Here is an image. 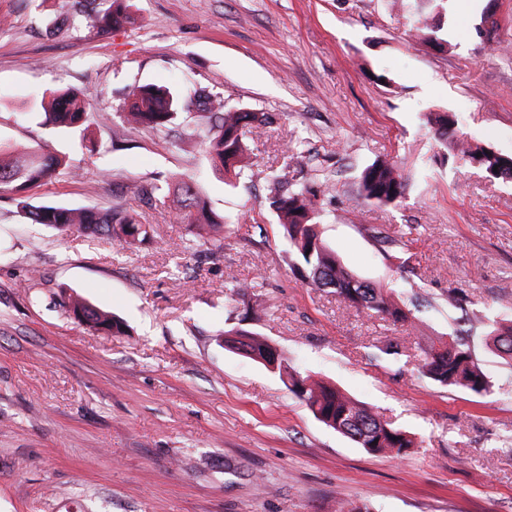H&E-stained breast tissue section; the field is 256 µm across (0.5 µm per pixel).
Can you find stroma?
Returning a JSON list of instances; mask_svg holds the SVG:
<instances>
[{
    "instance_id": "stroma-1",
    "label": "stroma",
    "mask_w": 512,
    "mask_h": 512,
    "mask_svg": "<svg viewBox=\"0 0 512 512\" xmlns=\"http://www.w3.org/2000/svg\"><path fill=\"white\" fill-rule=\"evenodd\" d=\"M110 0H0V142L68 163L34 203L108 210L150 225L122 246L29 223L0 192V512H512V365L475 338L490 384L474 394L420 375L455 316L512 318V182L448 158L424 113L512 156V0H448V45L415 37V0H132L131 23L88 27ZM75 25L60 30L61 13ZM497 22L480 33L484 13ZM205 86L265 112L247 135L253 180L226 184L181 125L129 129V87ZM100 105L87 129L42 125L43 94ZM97 145L95 153L82 141ZM394 163L405 199L361 198V170ZM327 180L323 237L364 280L422 300L415 329L307 287L283 256L264 170ZM180 173L223 223L189 241L172 198L131 185ZM395 234L391 251L368 227ZM247 281L260 332L298 372L327 379L417 439L402 458L367 455L318 422L261 364L219 345ZM68 293L114 313L124 335L70 318ZM402 354L380 356L379 343Z\"/></svg>"
}]
</instances>
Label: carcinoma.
Segmentation results:
<instances>
[{"instance_id": "1", "label": "carcinoma", "mask_w": 512, "mask_h": 512, "mask_svg": "<svg viewBox=\"0 0 512 512\" xmlns=\"http://www.w3.org/2000/svg\"><path fill=\"white\" fill-rule=\"evenodd\" d=\"M126 0H112L103 14L87 15L91 26L101 31L121 26L130 19ZM417 36L430 47L447 44L441 36L442 17L447 12V0H417ZM194 112L181 113L182 99L169 88L155 84L132 87L127 94L125 121L132 129L166 128L177 119L185 127L182 144L201 147L216 167L235 179L244 175L246 151L245 134L248 128L267 124L261 112L225 108L218 92L196 89L189 95ZM44 121L51 125L78 127L88 122L93 108L74 91L54 93L43 105ZM427 122L434 137L451 147L459 159L484 169L494 178L512 179V156L454 137L457 120L450 112H431ZM63 160L44 150H18L0 144V192L22 194L56 177ZM273 206L289 250L285 259L296 268L310 288H332L348 305L377 314L382 319L402 327H414L415 310L407 306L393 291L362 279L348 269L322 238L321 196L330 185L316 183L288 191V165L267 175ZM363 198L378 205L400 201L405 196L406 181L398 167L389 162L375 161L366 166L359 178ZM167 191L180 206L179 220L196 227L201 221L213 222L205 209L200 188L182 176H172L163 185L136 186L137 195L150 196ZM32 224L58 230L76 229L93 238L105 237L121 244H132L149 238L146 225L122 206L107 211L93 208H70L52 204H32L19 200ZM63 307L75 320L94 331L117 336L125 332L124 323L110 313L78 298L63 302ZM482 335L487 345L502 358L512 360V320H483L472 322L464 317L453 320V330L436 337L423 351L419 369L422 374L448 388H460L475 394L488 389L487 376L474 357V337ZM226 336L238 337V344L226 348L262 365L270 363L275 349L256 331L232 327ZM277 374L287 379L286 387L302 400L313 416L326 427L350 438L371 456L401 458L415 447L407 431L388 422L379 412L342 391L335 384L302 376L280 359Z\"/></svg>"}]
</instances>
